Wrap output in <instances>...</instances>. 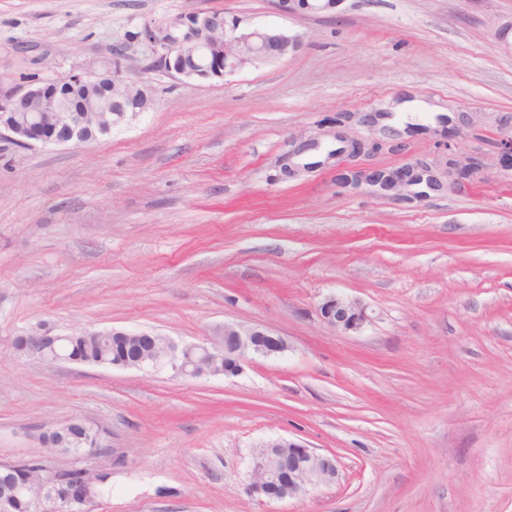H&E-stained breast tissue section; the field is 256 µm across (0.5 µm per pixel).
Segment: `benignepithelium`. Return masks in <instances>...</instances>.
I'll return each instance as SVG.
<instances>
[{
	"label": "benign epithelium",
	"mask_w": 512,
	"mask_h": 512,
	"mask_svg": "<svg viewBox=\"0 0 512 512\" xmlns=\"http://www.w3.org/2000/svg\"><path fill=\"white\" fill-rule=\"evenodd\" d=\"M341 0H276L277 8L289 15L317 16L332 12ZM146 36L160 53L161 62L171 73L195 79H208L215 73L233 74L261 61L297 54L302 39L297 34L273 27L242 29L234 20L219 13H187L146 27ZM129 82L119 64L97 68L89 65L83 72L53 81L34 80L23 87L0 92V141L15 146L35 144L74 145L87 143L92 136L88 113L103 116L95 123L106 135L112 126L125 120L128 99L117 96L113 89ZM406 174L363 170L352 172L346 183L362 184L404 182ZM320 315L331 327L344 332H357L368 321L367 307L356 299L330 294L319 305ZM223 341L210 346L183 348L167 341L165 357L141 362L136 368H169L184 377L210 376V367L224 358L225 375H237L252 356L268 357L288 350L286 341L258 327L226 322L218 329ZM48 328L27 335V355L50 362L68 363L59 352L60 341ZM261 447L270 458L253 466L249 491L268 501L298 497L319 485H330L338 479L336 458L316 452L284 437L271 439ZM46 493L37 503L39 512H89L95 493L86 485H62L55 470L45 473Z\"/></svg>",
	"instance_id": "7a95c632"
}]
</instances>
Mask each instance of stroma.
I'll return each mask as SVG.
<instances>
[{
	"label": "stroma",
	"instance_id": "obj_1",
	"mask_svg": "<svg viewBox=\"0 0 512 512\" xmlns=\"http://www.w3.org/2000/svg\"><path fill=\"white\" fill-rule=\"evenodd\" d=\"M217 12L300 35L221 79L168 72L145 25ZM512 0H0V85L119 61L148 109L80 146L0 143V463L106 474L91 512H512ZM422 110L392 133L365 114ZM356 156L326 159L336 132ZM471 163L458 184L378 199L353 168ZM332 293L370 320L318 314ZM282 336L241 374L47 363L16 336L124 329L209 343L224 322ZM82 420L103 445L44 455ZM285 437L335 456L336 484L249 494ZM342 0H276L277 8L288 15L317 16L332 12ZM320 315L331 327L344 332H357L368 321L367 307L356 299L330 294L319 305Z\"/></svg>",
	"mask_w": 512,
	"mask_h": 512
}]
</instances>
